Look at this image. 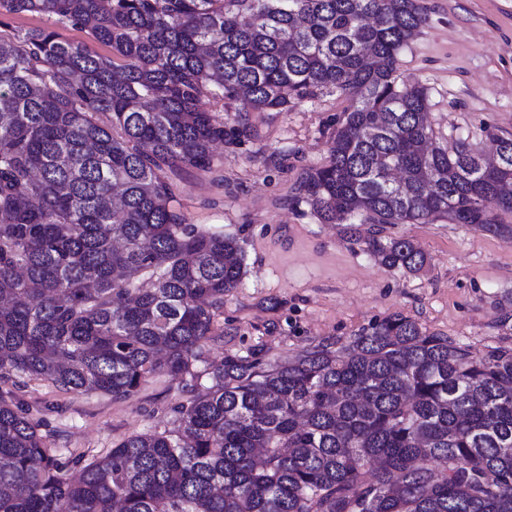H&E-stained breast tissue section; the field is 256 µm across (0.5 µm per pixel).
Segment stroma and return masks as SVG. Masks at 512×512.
<instances>
[{"label": "stroma", "mask_w": 512, "mask_h": 512, "mask_svg": "<svg viewBox=\"0 0 512 512\" xmlns=\"http://www.w3.org/2000/svg\"><path fill=\"white\" fill-rule=\"evenodd\" d=\"M427 20L401 49L402 81L426 89L428 122L448 150L490 152L512 137V0H420ZM349 102L324 91L285 112H244L239 101L204 96L203 110L224 123L211 169L171 175L172 205L186 223L237 238L239 288L224 297L216 324L225 353H258L284 363L320 343L348 342L370 322L402 315L483 357L512 349V212L500 229L439 218L429 224L374 225L362 233L411 239L427 256L415 274L380 264L342 225L321 223L300 201L306 171L326 165L329 141ZM17 395L56 448L100 455L126 436L176 425L187 398L181 380L150 377L122 400L58 391L32 381Z\"/></svg>", "instance_id": "35a3bbf8"}]
</instances>
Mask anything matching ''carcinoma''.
<instances>
[{
  "mask_svg": "<svg viewBox=\"0 0 512 512\" xmlns=\"http://www.w3.org/2000/svg\"><path fill=\"white\" fill-rule=\"evenodd\" d=\"M26 14L112 55L45 27L0 39V512H512L511 350L474 358L393 315L288 363L209 365L242 250L170 206L168 174L210 167L224 140L204 94L281 112L331 90L351 110L301 183L324 223L498 229L512 138L485 175L432 144L428 96L397 74L419 0H0ZM364 243L388 268L426 263L403 237ZM155 374L190 393L178 427L76 457L75 476L3 389L116 400ZM2 21L8 23V27L0 25V37L7 39L12 36L13 30L17 28H34V27H52L59 35L62 40L70 42H85L91 45L97 52L101 54H110V49L94 42L91 36L88 34L87 29H77L68 24L54 23L53 20L47 19V17L38 15H22L15 17L3 18Z\"/></svg>",
  "mask_w": 512,
  "mask_h": 512,
  "instance_id": "cac0c4a2",
  "label": "carcinoma"
}]
</instances>
